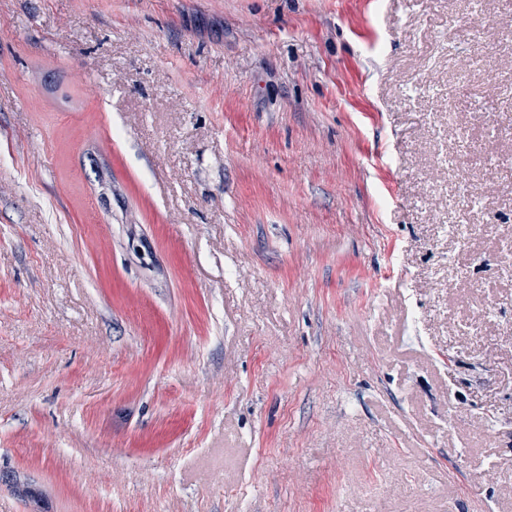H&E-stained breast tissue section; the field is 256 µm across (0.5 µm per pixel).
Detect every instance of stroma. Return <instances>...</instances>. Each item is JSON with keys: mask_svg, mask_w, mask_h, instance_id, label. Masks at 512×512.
I'll return each instance as SVG.
<instances>
[{"mask_svg": "<svg viewBox=\"0 0 512 512\" xmlns=\"http://www.w3.org/2000/svg\"><path fill=\"white\" fill-rule=\"evenodd\" d=\"M511 238L512 0H0V469L53 512H512ZM10 476L8 483L12 492L24 502L29 512H51L52 503L49 494L29 475L13 470Z\"/></svg>", "mask_w": 512, "mask_h": 512, "instance_id": "35a3bbf8", "label": "stroma"}]
</instances>
